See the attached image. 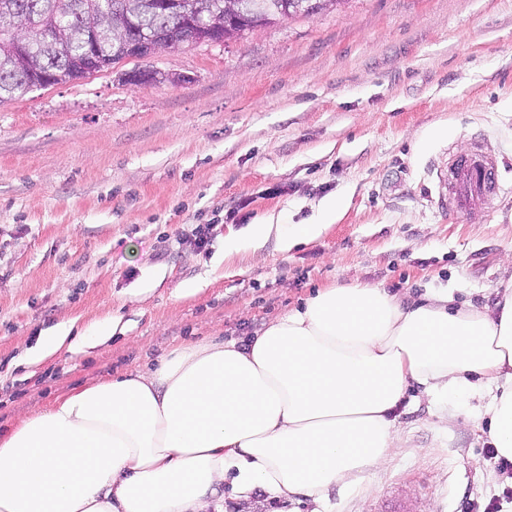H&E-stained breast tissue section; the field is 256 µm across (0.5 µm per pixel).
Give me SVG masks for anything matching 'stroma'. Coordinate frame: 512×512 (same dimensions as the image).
<instances>
[{
    "label": "stroma",
    "mask_w": 512,
    "mask_h": 512,
    "mask_svg": "<svg viewBox=\"0 0 512 512\" xmlns=\"http://www.w3.org/2000/svg\"><path fill=\"white\" fill-rule=\"evenodd\" d=\"M0 104V435L56 396L159 364L183 343L238 341L326 286L447 290L492 306L512 250V199L439 206L448 156L481 136L512 180V0H344L336 9L144 60ZM225 254L251 225L314 222ZM209 225V243L195 241ZM113 334L89 346L105 317ZM75 343L39 365L42 336ZM473 397L440 413L411 385L404 446L352 489L250 512H512ZM340 207L339 201H332L326 208L324 222L320 224H275L283 228L285 246L292 247L297 242H308L320 236L330 225L327 224Z\"/></svg>",
    "instance_id": "stroma-1"
}]
</instances>
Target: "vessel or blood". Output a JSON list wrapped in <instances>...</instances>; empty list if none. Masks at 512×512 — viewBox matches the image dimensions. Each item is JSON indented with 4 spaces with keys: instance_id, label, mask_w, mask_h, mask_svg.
<instances>
[{
    "instance_id": "obj_1",
    "label": "vessel or blood",
    "mask_w": 512,
    "mask_h": 512,
    "mask_svg": "<svg viewBox=\"0 0 512 512\" xmlns=\"http://www.w3.org/2000/svg\"><path fill=\"white\" fill-rule=\"evenodd\" d=\"M512 196V183L506 181L497 158L487 153L479 139L448 159V196L443 206L452 212H465Z\"/></svg>"
}]
</instances>
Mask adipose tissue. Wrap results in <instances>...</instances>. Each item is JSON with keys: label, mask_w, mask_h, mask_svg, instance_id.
Here are the masks:
<instances>
[{"label": "adipose tissue", "mask_w": 512, "mask_h": 512, "mask_svg": "<svg viewBox=\"0 0 512 512\" xmlns=\"http://www.w3.org/2000/svg\"><path fill=\"white\" fill-rule=\"evenodd\" d=\"M413 382L438 405L488 393V435L512 460V289L480 308L322 288L247 341L72 389L0 436V512H224L228 480L244 502H319L401 447Z\"/></svg>", "instance_id": "ef3b65f1"}]
</instances>
